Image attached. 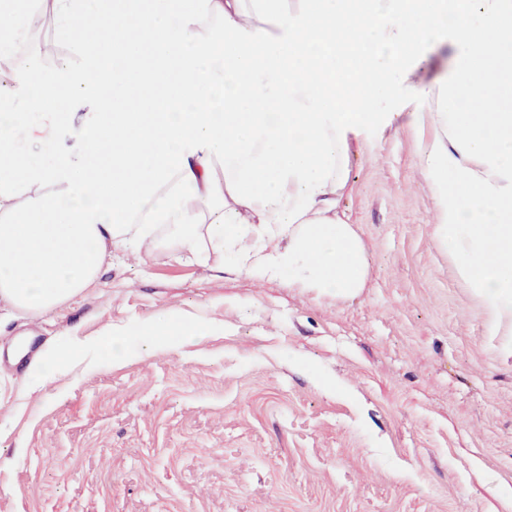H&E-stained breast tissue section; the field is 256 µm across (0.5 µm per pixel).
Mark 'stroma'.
I'll list each match as a JSON object with an SVG mask.
<instances>
[{"label": "stroma", "instance_id": "1", "mask_svg": "<svg viewBox=\"0 0 512 512\" xmlns=\"http://www.w3.org/2000/svg\"><path fill=\"white\" fill-rule=\"evenodd\" d=\"M55 39L28 18L16 68ZM42 66L78 68L56 41ZM402 99L353 142L339 210L368 278L339 299L201 265L172 248L116 251L91 286L35 317L0 310V512H512V342L435 233L418 151L432 135ZM201 319L183 346L107 329ZM73 346L33 386L38 356ZM127 336H131V334L122 330L106 331L95 341V347L107 352L112 357L113 362L119 361L122 358L124 347L128 345Z\"/></svg>", "mask_w": 512, "mask_h": 512}]
</instances>
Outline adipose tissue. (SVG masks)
<instances>
[{"label": "adipose tissue", "mask_w": 512, "mask_h": 512, "mask_svg": "<svg viewBox=\"0 0 512 512\" xmlns=\"http://www.w3.org/2000/svg\"><path fill=\"white\" fill-rule=\"evenodd\" d=\"M37 9L83 65L13 71L0 93V302L12 311L52 310L113 249L164 242L356 296L368 264L338 211L350 138L409 96L434 129L418 162L436 233L493 324L512 328V0H0L1 59ZM444 39L448 76L414 83ZM208 331L165 314L139 334L182 344Z\"/></svg>", "instance_id": "adipose-tissue-1"}]
</instances>
